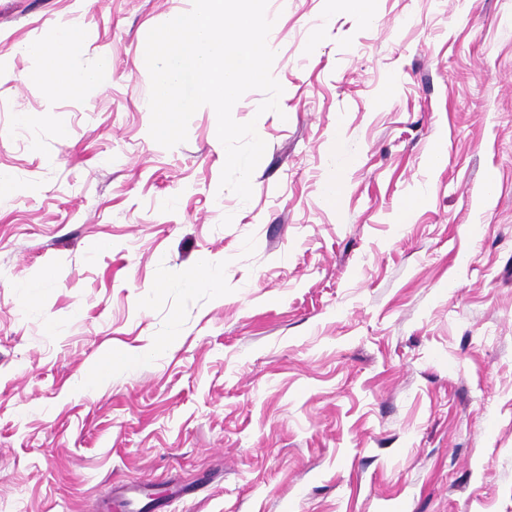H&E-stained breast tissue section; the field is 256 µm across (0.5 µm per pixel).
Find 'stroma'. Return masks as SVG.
Segmentation results:
<instances>
[{
  "label": "stroma",
  "mask_w": 512,
  "mask_h": 512,
  "mask_svg": "<svg viewBox=\"0 0 512 512\" xmlns=\"http://www.w3.org/2000/svg\"><path fill=\"white\" fill-rule=\"evenodd\" d=\"M191 8L0 0V512H512V0H269L245 203L211 107L149 135ZM64 23L112 74L52 97ZM108 351L146 357L83 388Z\"/></svg>",
  "instance_id": "obj_1"
}]
</instances>
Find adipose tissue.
<instances>
[{
    "mask_svg": "<svg viewBox=\"0 0 512 512\" xmlns=\"http://www.w3.org/2000/svg\"><path fill=\"white\" fill-rule=\"evenodd\" d=\"M84 48V36L72 24L60 27L49 41L30 45L29 53L40 61L35 79L44 83L53 94L85 89L97 83L101 76L108 74L109 62L101 60L94 72L74 69L73 61Z\"/></svg>",
    "mask_w": 512,
    "mask_h": 512,
    "instance_id": "ef3b65f1",
    "label": "adipose tissue"
}]
</instances>
